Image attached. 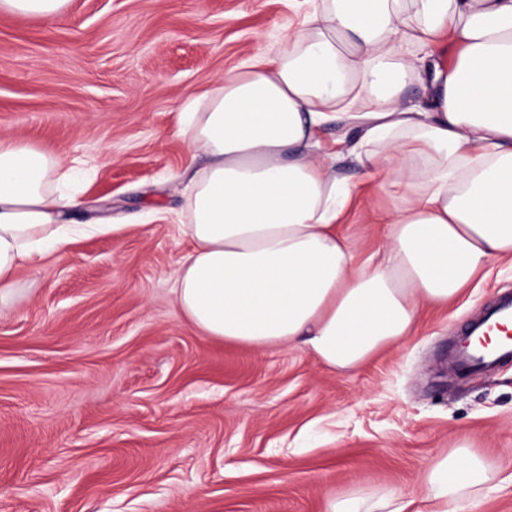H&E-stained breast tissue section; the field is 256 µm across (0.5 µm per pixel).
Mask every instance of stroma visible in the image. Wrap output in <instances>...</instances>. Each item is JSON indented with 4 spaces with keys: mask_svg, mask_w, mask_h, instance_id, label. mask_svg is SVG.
<instances>
[{
    "mask_svg": "<svg viewBox=\"0 0 512 512\" xmlns=\"http://www.w3.org/2000/svg\"><path fill=\"white\" fill-rule=\"evenodd\" d=\"M309 0H69L0 13V135L89 161L73 219L111 218L0 299V512H323L418 496L467 447L490 466L479 512H512V360L460 376L448 348L499 297L493 266L415 336L357 371L298 348L202 336L169 278L187 246L191 89L282 36ZM394 199L366 184L345 217L364 251ZM69 0H1L0 11L52 18L62 14ZM402 498L401 492L398 490H393L390 493L389 499L385 500L378 506H369L365 499L361 497H352L345 500L336 501L328 500L325 505L324 512H374L372 509L375 507L380 508H388L393 507L392 510L388 512H405L403 511L407 506H409L412 502L408 503H400V499Z\"/></svg>",
    "mask_w": 512,
    "mask_h": 512,
    "instance_id": "obj_1",
    "label": "stroma"
}]
</instances>
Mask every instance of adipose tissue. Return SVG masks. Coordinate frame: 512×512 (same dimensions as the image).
<instances>
[{
    "mask_svg": "<svg viewBox=\"0 0 512 512\" xmlns=\"http://www.w3.org/2000/svg\"><path fill=\"white\" fill-rule=\"evenodd\" d=\"M444 41L458 49L445 66ZM412 80L425 94L409 106ZM207 98L179 130L206 165L170 288L201 335L349 372L491 264L512 265V0H316ZM334 121L347 133L329 146ZM347 152L401 200L366 256L339 230L357 190L336 175ZM80 166L0 136V292L82 234L64 191ZM486 480L474 456L442 459L423 512H475Z\"/></svg>",
    "mask_w": 512,
    "mask_h": 512,
    "instance_id": "obj_1",
    "label": "adipose tissue"
}]
</instances>
